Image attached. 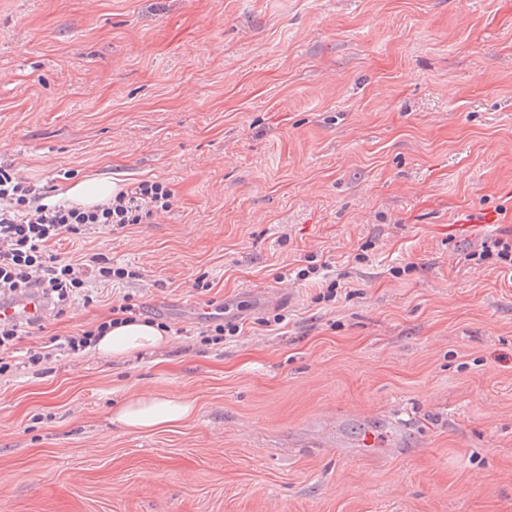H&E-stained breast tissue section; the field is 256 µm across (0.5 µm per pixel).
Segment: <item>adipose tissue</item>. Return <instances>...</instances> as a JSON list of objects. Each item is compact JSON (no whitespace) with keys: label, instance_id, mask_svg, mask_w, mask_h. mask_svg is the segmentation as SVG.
I'll list each match as a JSON object with an SVG mask.
<instances>
[{"label":"adipose tissue","instance_id":"ef3b65f1","mask_svg":"<svg viewBox=\"0 0 512 512\" xmlns=\"http://www.w3.org/2000/svg\"><path fill=\"white\" fill-rule=\"evenodd\" d=\"M167 339L154 324L136 320L117 323L97 337L95 348L106 358L121 361L127 357L159 348ZM193 404L176 398L138 397L116 406L111 421L129 432H145L164 424H173L189 418Z\"/></svg>","mask_w":512,"mask_h":512}]
</instances>
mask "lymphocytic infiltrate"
I'll use <instances>...</instances> for the list:
<instances>
[{
    "instance_id": "lymphocytic-infiltrate-1",
    "label": "lymphocytic infiltrate",
    "mask_w": 512,
    "mask_h": 512,
    "mask_svg": "<svg viewBox=\"0 0 512 512\" xmlns=\"http://www.w3.org/2000/svg\"><path fill=\"white\" fill-rule=\"evenodd\" d=\"M175 192L166 183L141 181L118 191L107 203L82 208L51 199L37 182L0 167V291L39 286L50 295L57 314L78 300H89L92 284L109 285L131 277L132 272L112 264L111 257L95 253L76 260L64 259L52 249L67 235H79L89 225L118 231L130 224H149L172 208ZM141 305L123 297L113 307L112 320L76 336L51 338V346L79 353L91 347L96 336L113 322L142 315Z\"/></svg>"
}]
</instances>
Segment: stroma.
Returning a JSON list of instances; mask_svg holds the SVG:
<instances>
[{
    "instance_id": "obj_1",
    "label": "stroma",
    "mask_w": 512,
    "mask_h": 512,
    "mask_svg": "<svg viewBox=\"0 0 512 512\" xmlns=\"http://www.w3.org/2000/svg\"><path fill=\"white\" fill-rule=\"evenodd\" d=\"M0 166L176 193L58 243L140 276L19 351L126 294L168 342L0 374V512H512V0H0ZM469 259L479 262L495 259L497 262L512 268V235L511 238L490 237L482 241L479 252L468 255ZM193 404L176 398L138 397L116 406L111 421L129 432H145L189 418Z\"/></svg>"
}]
</instances>
